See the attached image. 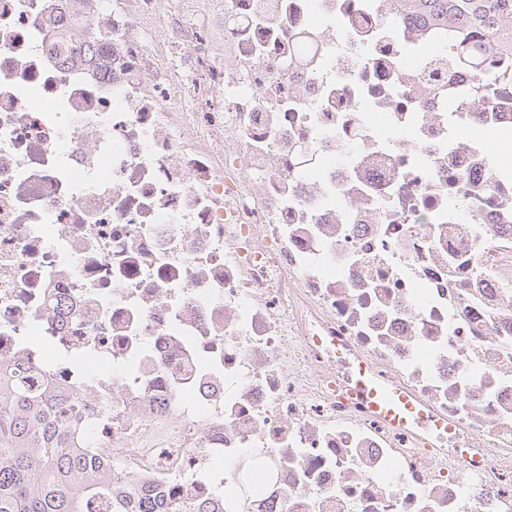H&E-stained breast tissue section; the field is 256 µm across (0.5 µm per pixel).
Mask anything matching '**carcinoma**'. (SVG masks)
<instances>
[{"mask_svg": "<svg viewBox=\"0 0 512 512\" xmlns=\"http://www.w3.org/2000/svg\"><path fill=\"white\" fill-rule=\"evenodd\" d=\"M396 19L446 24L459 59L479 81L512 87V0H393ZM486 32L476 48L471 38ZM19 363L0 362V512H175L159 492L133 485L112 497V467L81 447L82 403L52 378L25 385Z\"/></svg>", "mask_w": 512, "mask_h": 512, "instance_id": "obj_1", "label": "carcinoma"}]
</instances>
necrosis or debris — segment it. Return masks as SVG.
Segmentation results:
<instances>
[{
    "label": "necrosis or debris",
    "mask_w": 512,
    "mask_h": 512,
    "mask_svg": "<svg viewBox=\"0 0 512 512\" xmlns=\"http://www.w3.org/2000/svg\"><path fill=\"white\" fill-rule=\"evenodd\" d=\"M56 5L0 0V359L113 491L512 512V89L386 0ZM355 393L366 397L371 404L381 412V416L389 420L396 426H403L408 421L414 420L417 423H426L432 429L436 430H447V426L439 420H433L424 415L419 414L415 416L416 408L413 403L409 400L407 395L403 393H395L392 395L379 396L376 390H373L368 381L366 380L363 373L359 372L356 383Z\"/></svg>",
    "instance_id": "obj_1"
}]
</instances>
